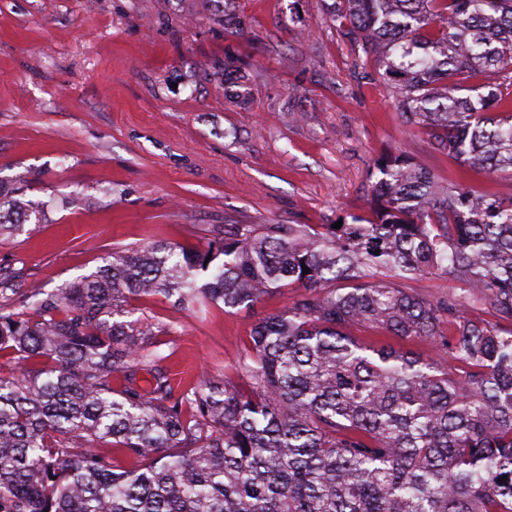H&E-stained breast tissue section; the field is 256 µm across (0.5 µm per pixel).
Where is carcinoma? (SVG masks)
<instances>
[{"label":"carcinoma","instance_id":"carcinoma-1","mask_svg":"<svg viewBox=\"0 0 512 512\" xmlns=\"http://www.w3.org/2000/svg\"><path fill=\"white\" fill-rule=\"evenodd\" d=\"M321 2L436 151L512 173V0ZM371 177L373 217L339 229L226 224L53 291L1 276L0 512H512V191L444 187L406 150ZM427 270L462 293L408 291ZM278 288L298 295L251 329L244 389L175 393L127 319L131 298L251 309ZM357 325L436 355L367 348Z\"/></svg>","mask_w":512,"mask_h":512}]
</instances>
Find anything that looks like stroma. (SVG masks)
<instances>
[{"label":"stroma","instance_id":"stroma-1","mask_svg":"<svg viewBox=\"0 0 512 512\" xmlns=\"http://www.w3.org/2000/svg\"><path fill=\"white\" fill-rule=\"evenodd\" d=\"M244 73L221 76L225 58ZM403 148L443 181L474 175L407 127L319 0H0V271L53 289L117 248L206 249L227 224H333L369 213L375 160ZM254 309L132 301L166 325L181 389L235 377Z\"/></svg>","mask_w":512,"mask_h":512}]
</instances>
